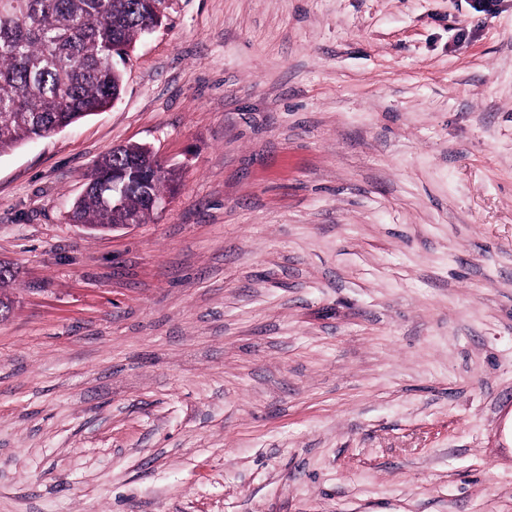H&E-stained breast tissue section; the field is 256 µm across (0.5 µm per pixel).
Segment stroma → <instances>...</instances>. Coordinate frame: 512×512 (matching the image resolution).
<instances>
[{
	"label": "stroma",
	"instance_id": "stroma-1",
	"mask_svg": "<svg viewBox=\"0 0 512 512\" xmlns=\"http://www.w3.org/2000/svg\"><path fill=\"white\" fill-rule=\"evenodd\" d=\"M0 155V512H512V0H170ZM180 172L72 218L94 162ZM132 162L139 166L149 168L155 166L153 179L149 186L155 198L149 196V201L154 209L161 208L166 203L165 193L178 179V172L174 168L161 167L149 147L130 143L120 146L102 156L88 173L87 187L85 193L74 203L72 217L78 224H86L95 231H111L112 226L123 224L130 226L134 224V218L130 217L125 224L128 215L137 217V224H144L150 215L155 211L150 209L144 199L141 186L132 182L125 190V180L129 169L118 170L112 173V168ZM112 198V200H111ZM125 200V203H124ZM123 211H114L122 209Z\"/></svg>",
	"mask_w": 512,
	"mask_h": 512
}]
</instances>
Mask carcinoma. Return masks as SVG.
<instances>
[{
	"instance_id": "obj_1",
	"label": "carcinoma",
	"mask_w": 512,
	"mask_h": 512,
	"mask_svg": "<svg viewBox=\"0 0 512 512\" xmlns=\"http://www.w3.org/2000/svg\"><path fill=\"white\" fill-rule=\"evenodd\" d=\"M165 0H0V154L25 141L72 126L119 97L124 76L115 63L162 18ZM132 162L154 169L150 191L165 197L178 179L158 165L149 147L130 143L104 156L88 173L72 217L110 231L134 215L153 213L141 186L125 190L124 209L112 210V169ZM16 271L0 273V312L12 301L6 287Z\"/></svg>"
}]
</instances>
